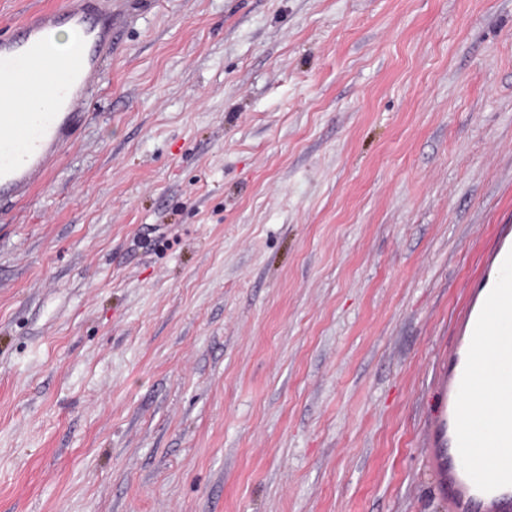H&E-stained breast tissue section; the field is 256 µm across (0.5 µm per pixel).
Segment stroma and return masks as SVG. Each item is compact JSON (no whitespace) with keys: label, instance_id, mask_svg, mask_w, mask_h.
I'll return each instance as SVG.
<instances>
[{"label":"stroma","instance_id":"1","mask_svg":"<svg viewBox=\"0 0 512 512\" xmlns=\"http://www.w3.org/2000/svg\"><path fill=\"white\" fill-rule=\"evenodd\" d=\"M0 208V512H448L438 355L512 225V0H116Z\"/></svg>","mask_w":512,"mask_h":512}]
</instances>
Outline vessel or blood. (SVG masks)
Wrapping results in <instances>:
<instances>
[{
    "mask_svg": "<svg viewBox=\"0 0 512 512\" xmlns=\"http://www.w3.org/2000/svg\"><path fill=\"white\" fill-rule=\"evenodd\" d=\"M62 23L74 34L64 57L52 42L54 29ZM111 46L112 0H65L63 7L38 10L13 33L0 35V201L22 198L45 175L63 147L66 130L84 119ZM43 87L54 98L52 108L29 111L27 98ZM484 268L458 315L457 342L441 356L439 405L428 424L430 436H447L452 446L473 442L476 418L464 407L472 363L491 369L495 390L512 397V345L494 344L496 337L512 335V226L500 227ZM496 425L489 447H512V406L500 410ZM496 482L491 471L462 473L442 488L450 512H475L476 500L484 495L498 505L492 494Z\"/></svg>",
    "mask_w": 512,
    "mask_h": 512,
    "instance_id": "obj_1",
    "label": "vessel or blood"
}]
</instances>
